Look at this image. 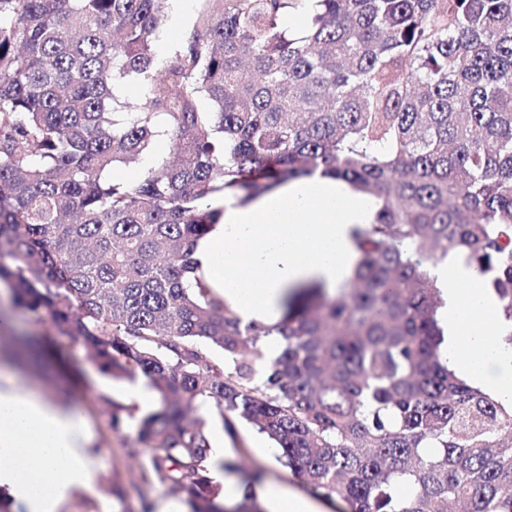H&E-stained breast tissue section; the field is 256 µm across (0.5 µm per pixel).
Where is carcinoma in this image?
I'll return each mask as SVG.
<instances>
[{
    "mask_svg": "<svg viewBox=\"0 0 512 512\" xmlns=\"http://www.w3.org/2000/svg\"><path fill=\"white\" fill-rule=\"evenodd\" d=\"M166 2L0 0V282L154 389L142 414L108 402L112 429L137 419L143 512V484L187 512H264L262 472L220 462L231 502L212 481L213 416L349 512H512V407L448 369L428 274L465 255L512 323V0H198L160 58ZM128 79L147 91L134 112ZM161 134L173 159L111 176ZM318 171L379 203L354 276L244 324L197 274L220 217L204 202Z\"/></svg>",
    "mask_w": 512,
    "mask_h": 512,
    "instance_id": "cac0c4a2",
    "label": "carcinoma"
}]
</instances>
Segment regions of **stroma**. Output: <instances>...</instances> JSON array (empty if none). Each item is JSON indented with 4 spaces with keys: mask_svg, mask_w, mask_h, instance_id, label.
Listing matches in <instances>:
<instances>
[{
    "mask_svg": "<svg viewBox=\"0 0 512 512\" xmlns=\"http://www.w3.org/2000/svg\"><path fill=\"white\" fill-rule=\"evenodd\" d=\"M46 315H36L16 306L7 290L0 289V348L10 349L25 336L47 333ZM56 347L68 358L72 371L79 373L77 384L65 383L54 366L19 368L0 360V375L10 377L13 384L31 391L54 403L71 409L82 417L92 434V452L97 456V493L93 496L75 494L61 512H142L143 501H164L168 495L158 486L146 489L144 496L134 494L117 497L116 486H130L139 478V463L127 454L130 441L135 436L136 423L128 420L120 431L111 426L109 401L126 402L129 390L143 384L140 376L116 379L98 368L85 348L66 336H55ZM255 430L242 427L241 439L245 447L241 463L249 469H259L271 482L287 485L297 492H304L300 478L294 476L278 461L268 459L264 449L255 447Z\"/></svg>",
    "mask_w": 512,
    "mask_h": 512,
    "instance_id": "35a3bbf8",
    "label": "stroma"
}]
</instances>
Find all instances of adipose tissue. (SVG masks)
<instances>
[{"instance_id":"obj_1","label":"adipose tissue","mask_w":512,"mask_h":512,"mask_svg":"<svg viewBox=\"0 0 512 512\" xmlns=\"http://www.w3.org/2000/svg\"><path fill=\"white\" fill-rule=\"evenodd\" d=\"M223 215L194 257L243 323L271 324L288 287L304 280L336 291L352 278L353 233L378 205L346 183L318 174L292 180L245 205L216 198ZM442 291L440 321L448 366L469 384L512 404V347L498 301L462 255L429 267ZM91 436L80 419L35 394L0 382V487L23 512H60L96 492Z\"/></svg>"}]
</instances>
